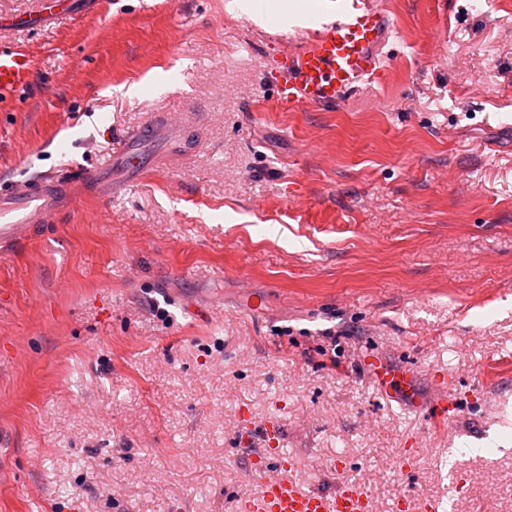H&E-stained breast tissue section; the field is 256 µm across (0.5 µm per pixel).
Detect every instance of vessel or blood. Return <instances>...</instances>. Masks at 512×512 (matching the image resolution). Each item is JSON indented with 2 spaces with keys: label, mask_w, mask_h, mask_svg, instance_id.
I'll use <instances>...</instances> for the list:
<instances>
[{
  "label": "vessel or blood",
  "mask_w": 512,
  "mask_h": 512,
  "mask_svg": "<svg viewBox=\"0 0 512 512\" xmlns=\"http://www.w3.org/2000/svg\"><path fill=\"white\" fill-rule=\"evenodd\" d=\"M72 0H36L39 21L56 19L71 11ZM317 34L303 48L288 54V69L281 84L280 101L291 109L299 104L330 107L344 103L364 84L378 80L380 54L391 37V21L386 9L373 0H335ZM35 66L25 49L0 46V100L28 91ZM93 191L109 198L112 180L99 174L82 176L66 183L54 174L12 181L0 191V256L30 239L42 225L50 223L67 205L72 191ZM374 377L387 399L404 397L418 406L413 373L408 369L376 368ZM261 445L252 449L253 465L260 477L259 497L241 493L242 512H369L367 489L349 484L336 492H304L290 480L267 477L269 465L285 467L282 426L270 418L258 428Z\"/></svg>",
  "instance_id": "vessel-or-blood-1"
}]
</instances>
